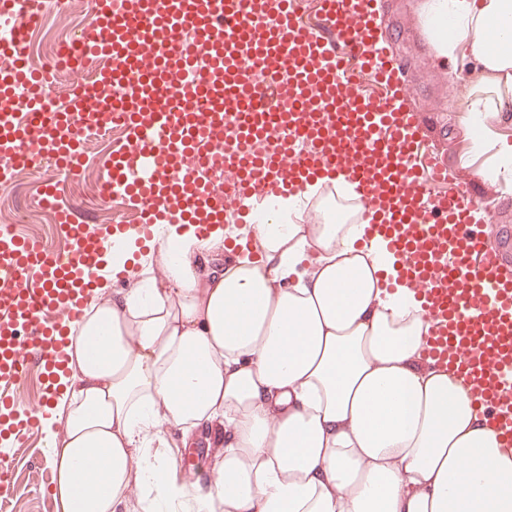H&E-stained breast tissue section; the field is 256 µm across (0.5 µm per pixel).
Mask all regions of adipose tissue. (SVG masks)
I'll return each mask as SVG.
<instances>
[{
	"mask_svg": "<svg viewBox=\"0 0 512 512\" xmlns=\"http://www.w3.org/2000/svg\"><path fill=\"white\" fill-rule=\"evenodd\" d=\"M441 55L479 73L469 111L512 112V0H429ZM315 193L264 203L259 252L201 272L190 227L162 274L92 304L46 424L56 512H512V448L452 370L425 369L401 264ZM224 420L206 492L156 450ZM493 482H485V470Z\"/></svg>",
	"mask_w": 512,
	"mask_h": 512,
	"instance_id": "ef3b65f1",
	"label": "adipose tissue"
}]
</instances>
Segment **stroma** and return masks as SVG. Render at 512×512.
Masks as SVG:
<instances>
[{
	"mask_svg": "<svg viewBox=\"0 0 512 512\" xmlns=\"http://www.w3.org/2000/svg\"><path fill=\"white\" fill-rule=\"evenodd\" d=\"M379 2L382 13L392 20L383 31L385 46L395 57L406 60L409 81L425 90L424 95L416 98L415 107L423 116L429 142L447 157L450 166L464 168L471 174L485 205L498 213V221L493 226L495 233L512 235V192L506 190L504 183L492 182L484 176L485 171L496 166L503 149L512 150V118L502 112L485 117L489 146L476 149L466 96L467 89L474 87L476 80L464 69L448 70L442 77L437 75L436 53L416 24L426 0ZM90 14L88 0H82L76 7H61L50 0L44 7L41 24L30 35L40 58H50L53 47L68 40ZM112 141L109 135L94 141L80 176L65 183L64 202L78 205L80 218L96 228L114 222L134 224L138 221L135 209L129 205L96 196L97 185L112 153ZM41 191L42 177L31 170L17 172L8 180L0 179V227L12 226L14 231L58 249L66 235L51 213L37 207ZM163 437L160 452L175 458L189 487L205 489L204 475L223 459V447L213 445L204 450L187 446L180 428L175 426L165 427ZM48 448V440L40 428L22 444L0 436V461L9 464L12 473V485L4 503L0 504V512H46L47 507L52 506Z\"/></svg>",
	"mask_w": 512,
	"mask_h": 512,
	"instance_id": "35a3bbf8",
	"label": "stroma"
}]
</instances>
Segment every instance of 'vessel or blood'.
Here are the masks:
<instances>
[{
  "instance_id": "vessel-or-blood-1",
  "label": "vessel or blood",
  "mask_w": 512,
  "mask_h": 512,
  "mask_svg": "<svg viewBox=\"0 0 512 512\" xmlns=\"http://www.w3.org/2000/svg\"><path fill=\"white\" fill-rule=\"evenodd\" d=\"M315 15L302 0H94L71 44L76 69L91 73L42 112L56 68L28 51L40 13L0 0L15 28L0 38V171L28 169L38 148L77 166L72 127L118 113L105 195L140 214L134 226L92 229L48 178L42 200L70 253L0 235V433L38 428L41 410L18 406L13 389L34 371L49 385L61 375L67 329L100 285L108 244L149 245L173 222L205 240L250 223L252 202L313 179L354 186L353 222L400 257L405 287L423 297L432 344L422 365L456 364L512 440V240L486 244L471 222L472 177L427 145L414 91L381 47L377 0H317ZM445 181L449 191H432Z\"/></svg>"
}]
</instances>
